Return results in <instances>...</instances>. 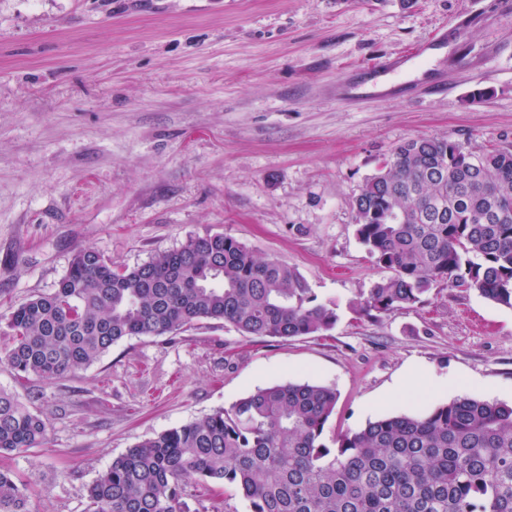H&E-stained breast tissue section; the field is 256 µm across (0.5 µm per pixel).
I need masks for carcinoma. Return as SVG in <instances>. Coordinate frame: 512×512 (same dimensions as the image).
<instances>
[{
  "label": "carcinoma",
  "mask_w": 512,
  "mask_h": 512,
  "mask_svg": "<svg viewBox=\"0 0 512 512\" xmlns=\"http://www.w3.org/2000/svg\"><path fill=\"white\" fill-rule=\"evenodd\" d=\"M353 208L360 244L391 272L356 311L415 306L440 283L512 309V150L407 140ZM202 320L288 339L330 331L338 313L295 268L228 234L192 237L133 269L82 250L52 293L11 309L0 363L22 380H53L124 339L176 336ZM336 403L318 382L257 388L115 457L87 488L90 512H184L190 482L241 497L247 512H512V405L458 396L369 421L331 448ZM47 432L40 413L0 390L1 456L40 447ZM0 512H32L27 485L2 468Z\"/></svg>",
  "instance_id": "cac0c4a2"
}]
</instances>
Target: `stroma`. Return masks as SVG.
<instances>
[{"label": "stroma", "instance_id": "35a3bbf8", "mask_svg": "<svg viewBox=\"0 0 512 512\" xmlns=\"http://www.w3.org/2000/svg\"><path fill=\"white\" fill-rule=\"evenodd\" d=\"M419 137L512 150V7L0 0V344L4 315L53 292L79 251L131 269L205 234L295 267L339 307L319 336L203 320L53 381L0 364V389L49 422L42 447L4 461L32 482V512H87L113 458L273 383L333 386L339 435L464 393L511 405L512 309L445 285L386 314L349 308L387 275L353 199ZM412 374L426 387L400 391Z\"/></svg>", "mask_w": 512, "mask_h": 512}]
</instances>
